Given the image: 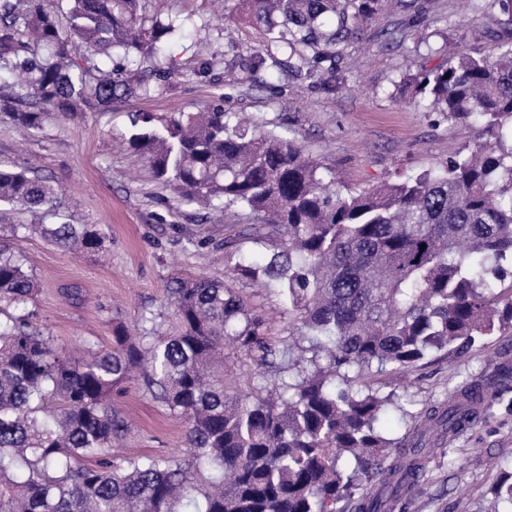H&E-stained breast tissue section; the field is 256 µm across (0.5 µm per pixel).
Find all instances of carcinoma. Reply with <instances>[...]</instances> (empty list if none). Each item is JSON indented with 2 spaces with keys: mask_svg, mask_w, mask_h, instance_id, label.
I'll return each mask as SVG.
<instances>
[{
  "mask_svg": "<svg viewBox=\"0 0 512 512\" xmlns=\"http://www.w3.org/2000/svg\"><path fill=\"white\" fill-rule=\"evenodd\" d=\"M141 0H0V90L25 109L29 133L49 113L101 112L159 97L183 77L163 61L186 23L145 16ZM265 42L240 55L246 77L288 67L336 88V49L358 38L387 0H241ZM104 54L120 67L103 70ZM450 121L471 117L484 141L398 183L336 189L330 168L288 138L265 132L224 100L201 112H135L128 146L184 204L261 216L256 241L276 237L262 263L234 276L288 299V341L222 277L175 276L163 310L139 336L117 325L112 348L65 355L33 323L35 285L3 242L30 231L94 251L101 235L72 224L58 190L22 166L0 165V207L35 224L0 225V512H391L418 485L430 453L474 424L491 393L512 380L504 362L430 407L402 438L379 425L390 397L347 384L351 369L406 371L432 351L456 350L512 327V40L495 57L461 54L408 75ZM309 343L308 359L295 355ZM261 368L288 364L274 389L224 381V348ZM326 360L327 365L320 364ZM145 391L186 424L188 462L112 460L126 432L112 411L137 369ZM95 457V467L77 459ZM494 512H512V477Z\"/></svg>",
  "mask_w": 512,
  "mask_h": 512,
  "instance_id": "carcinoma-1",
  "label": "carcinoma"
}]
</instances>
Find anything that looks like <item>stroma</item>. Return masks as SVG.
I'll use <instances>...</instances> for the list:
<instances>
[{"instance_id": "35a3bbf8", "label": "stroma", "mask_w": 512, "mask_h": 512, "mask_svg": "<svg viewBox=\"0 0 512 512\" xmlns=\"http://www.w3.org/2000/svg\"><path fill=\"white\" fill-rule=\"evenodd\" d=\"M423 22L391 4L341 48L336 72L340 87L323 90L319 79L258 74L243 82L238 51L264 41L245 17L240 0H143L146 14L194 16L170 54L182 79L160 97L130 99L106 112L48 118L34 134L0 106V164H34L59 187V206L71 223L96 225L98 251L73 254L40 235L9 238L25 259L38 292L36 322L61 348L91 340L112 345V328L139 323L159 310L168 279L177 274L222 277L235 262H262L274 242L242 238L255 213L240 207L221 212L181 204L152 176L143 158L123 146L134 112H199L214 101L265 130L295 140L305 155L335 171L339 189L363 190L444 164L475 147L472 122H452L430 101L415 103L403 81L408 70L430 69L463 53H493L512 37L489 29L497 0H415ZM212 62L197 75L200 60ZM235 241L225 252V241ZM230 285L248 307L265 314L274 341L288 337V306L277 289L249 280ZM512 361V329L495 332L462 354L433 353L406 379L376 370L350 372L353 388L372 384L393 394L382 427L397 438L432 405L462 383L493 375ZM112 407L130 428L112 447L113 458L128 453L183 458L186 427L138 383L115 397ZM512 473V387L485 402L479 420L443 448L434 450L423 478L395 512H493V490Z\"/></svg>"}]
</instances>
